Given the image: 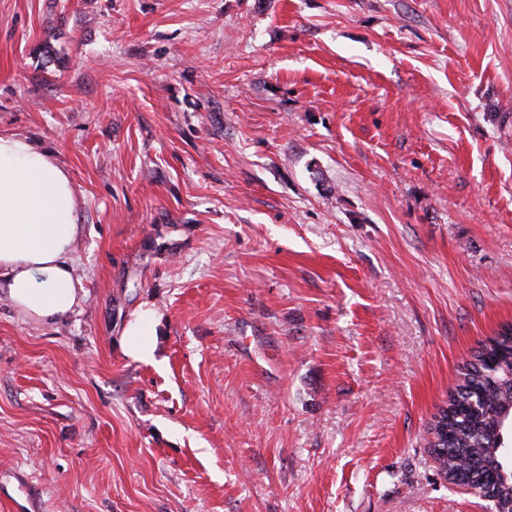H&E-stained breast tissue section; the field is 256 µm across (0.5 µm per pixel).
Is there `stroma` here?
Wrapping results in <instances>:
<instances>
[{"mask_svg":"<svg viewBox=\"0 0 512 512\" xmlns=\"http://www.w3.org/2000/svg\"><path fill=\"white\" fill-rule=\"evenodd\" d=\"M0 135L84 290L0 298V512H486L430 428L512 323V0H0ZM122 347L127 357L134 361L155 362L156 317L152 309H140L122 332Z\"/></svg>","mask_w":512,"mask_h":512,"instance_id":"obj_1","label":"stroma"}]
</instances>
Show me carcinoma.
I'll return each mask as SVG.
<instances>
[{
	"mask_svg": "<svg viewBox=\"0 0 512 512\" xmlns=\"http://www.w3.org/2000/svg\"><path fill=\"white\" fill-rule=\"evenodd\" d=\"M443 431L433 433L432 447L445 475L475 478L476 487L490 489L502 512H512V326L489 337L464 364L455 392L442 408Z\"/></svg>",
	"mask_w": 512,
	"mask_h": 512,
	"instance_id": "obj_1",
	"label": "carcinoma"
}]
</instances>
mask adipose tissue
<instances>
[{"mask_svg": "<svg viewBox=\"0 0 512 512\" xmlns=\"http://www.w3.org/2000/svg\"><path fill=\"white\" fill-rule=\"evenodd\" d=\"M79 210L67 173L26 138L0 135V296L37 323L58 321L80 305L72 253ZM156 317L136 314L122 332L127 357L155 360Z\"/></svg>", "mask_w": 512, "mask_h": 512, "instance_id": "ef3b65f1", "label": "adipose tissue"}]
</instances>
